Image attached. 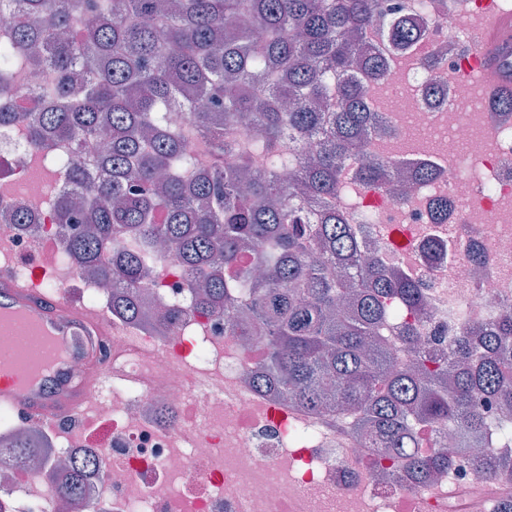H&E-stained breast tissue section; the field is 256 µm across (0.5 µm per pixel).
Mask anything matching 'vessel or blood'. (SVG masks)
<instances>
[{
    "instance_id": "vessel-or-blood-1",
    "label": "vessel or blood",
    "mask_w": 512,
    "mask_h": 512,
    "mask_svg": "<svg viewBox=\"0 0 512 512\" xmlns=\"http://www.w3.org/2000/svg\"><path fill=\"white\" fill-rule=\"evenodd\" d=\"M480 64L473 73L483 96L495 100L512 92V11L486 18L476 42ZM103 331L87 309L50 296L39 280L12 265L0 266V334L15 336L16 347L0 352V407L21 409L50 420L82 412L94 392L95 376L73 384L67 362L74 350L73 329Z\"/></svg>"
}]
</instances>
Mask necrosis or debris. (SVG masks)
<instances>
[{"instance_id":"1","label":"necrosis or debris","mask_w":512,"mask_h":512,"mask_svg":"<svg viewBox=\"0 0 512 512\" xmlns=\"http://www.w3.org/2000/svg\"><path fill=\"white\" fill-rule=\"evenodd\" d=\"M429 0H379L389 14L418 21L425 37L409 51L391 49L385 29L365 42L386 57L380 76L361 75L364 96L386 132L367 135L361 153L399 165L404 185L375 188L341 163L336 207L356 232L358 252L421 288L425 308L394 304L390 333L408 326L418 337L403 359L448 353L443 340L461 317L489 326L512 313V114L483 102L467 76L485 15L512 0H457L441 15ZM434 169L429 181L411 179ZM60 171L28 145V129L0 132V211L24 200L32 224L0 219V254L18 270L50 282L58 296L70 284L83 300L109 305L110 292L78 275L48 200L63 188ZM178 266L165 262L150 301L187 302ZM109 327L93 354L75 353L69 370L90 364L116 371L95 390L81 421L39 423L38 467L0 477V512H493L512 496V469L488 478L467 463L423 482L376 476L379 449L335 418L311 414L277 393L256 390L251 375L263 360L260 343L232 336L223 313H189L159 324L107 313ZM90 451L83 500L64 502L53 488L59 461Z\"/></svg>"}]
</instances>
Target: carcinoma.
Here are the masks:
<instances>
[{
    "label": "carcinoma",
    "instance_id": "cac0c4a2",
    "mask_svg": "<svg viewBox=\"0 0 512 512\" xmlns=\"http://www.w3.org/2000/svg\"><path fill=\"white\" fill-rule=\"evenodd\" d=\"M1 12L12 37L0 44V129L22 123L41 149L103 140L92 165L45 157L65 173L56 223L84 225L66 253L112 283V306L139 314L137 293L157 275L148 255L164 242L190 299L165 319L225 306L234 335L263 344L265 381L300 409L345 420L411 476L454 466L423 447L439 421L484 439L472 465L485 475L512 466V316L461 323L446 362L401 363L383 326L394 300L418 309L421 292L361 259L333 205L340 162L378 128L355 76L383 67L364 31L380 18L406 50L424 35L418 23L381 16L377 0H0ZM32 61L54 80L5 92L4 77ZM336 91L344 112L326 108ZM177 104L193 110L181 127ZM244 119L254 138H228ZM358 174L377 186L389 170ZM247 253L263 276L243 266ZM478 394L497 401V418L476 409ZM39 453L16 434L0 443V464ZM87 464L72 463L57 491L82 499Z\"/></svg>",
    "mask_w": 512,
    "mask_h": 512
}]
</instances>
